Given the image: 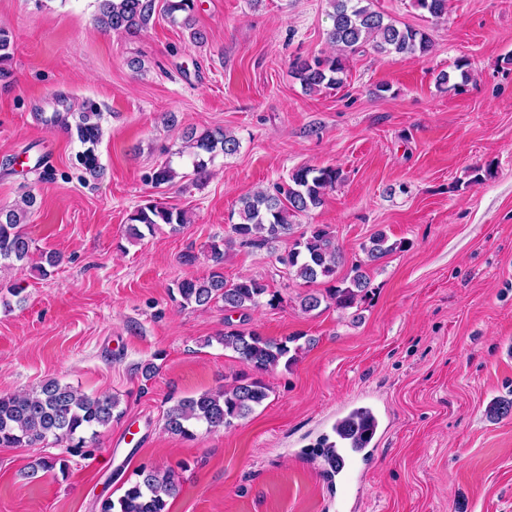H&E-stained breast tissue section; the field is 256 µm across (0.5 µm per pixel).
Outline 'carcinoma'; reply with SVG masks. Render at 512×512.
I'll return each instance as SVG.
<instances>
[{"instance_id": "carcinoma-1", "label": "carcinoma", "mask_w": 512, "mask_h": 512, "mask_svg": "<svg viewBox=\"0 0 512 512\" xmlns=\"http://www.w3.org/2000/svg\"><path fill=\"white\" fill-rule=\"evenodd\" d=\"M158 0H99L97 23L102 30L124 32L138 36L149 25L156 12ZM333 12L332 28L328 33L338 53L332 56H314L294 62L296 75L310 90L334 88L343 83L347 56L369 46L378 53H400L424 56L432 48L429 36L406 26L399 28L387 22L382 13L374 10L370 0H329ZM416 6L435 19L448 13V0H415ZM195 8V0H167L165 12L174 24L177 16L185 14L187 25ZM13 40L8 29L0 27V79L10 77L5 64L11 58ZM100 114L80 112L75 124L67 131L75 132L83 147L78 158L92 176L99 171L96 153L100 139ZM238 139L223 129H194L185 133L186 153L194 174L202 176L215 157L238 152ZM342 180L337 168L302 167L289 175L288 181L269 190L258 191L240 199L238 222L230 225L228 242L236 240L256 248L266 246L292 234L296 218L324 204L328 191ZM36 198L26 194L21 202L9 210H0V262L11 264L29 257L32 241L24 231L29 223ZM129 233L141 239L153 233L160 224H167L175 232L187 223L185 212L158 203L138 207L129 216ZM389 242L386 233L379 231L363 245L366 261L375 263L400 248ZM214 270L202 278H185L176 283L180 305L207 308L221 302L227 312L256 308L262 303L273 306L278 295L264 282L243 277L233 283L224 279L220 266L224 262V244L210 246ZM342 259L333 229L326 224H315L295 238L279 262L288 275L306 283L319 280L330 284L326 293L308 294L301 300L306 311L317 309L322 301H331L339 309L353 307L366 296L370 280L362 265L352 267V276L336 281V267ZM299 337L271 339L254 331L230 330L218 337L224 348L257 372L267 371L280 364L292 365L302 350ZM268 398L266 385L258 378L242 374L232 384L215 392H202L180 398L167 409L165 428L173 435L193 440L200 431L207 433L228 428L235 421L246 418L254 407ZM119 400L111 395H88L57 379H47L25 394L0 393V447H34L48 440L66 448L73 456H89L88 444L94 443L100 430L107 428L114 417ZM370 413L362 408L336 424V430L350 439H357ZM66 466L60 458L39 457L28 466L26 477L33 480L41 472ZM180 492L179 476L173 471L161 472L145 466L135 471L123 495L114 502L107 498L100 504V512H167L168 500Z\"/></svg>"}]
</instances>
